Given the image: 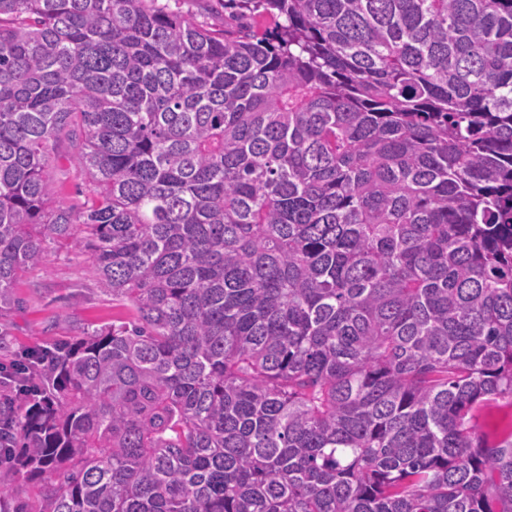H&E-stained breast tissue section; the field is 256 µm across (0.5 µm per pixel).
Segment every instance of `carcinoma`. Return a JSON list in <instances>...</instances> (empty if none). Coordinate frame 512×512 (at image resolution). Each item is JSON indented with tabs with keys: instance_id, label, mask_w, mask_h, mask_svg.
Returning <instances> with one entry per match:
<instances>
[{
	"instance_id": "cac0c4a2",
	"label": "carcinoma",
	"mask_w": 512,
	"mask_h": 512,
	"mask_svg": "<svg viewBox=\"0 0 512 512\" xmlns=\"http://www.w3.org/2000/svg\"><path fill=\"white\" fill-rule=\"evenodd\" d=\"M228 2L0 0V309L70 240L133 313L5 383L0 502L512 512V0ZM225 0H170L172 8H177L186 17L212 29L224 30V16L228 20L229 9L224 11ZM73 150L62 140L48 170V188L52 202H63L75 211L84 210L88 199L87 179L73 158ZM512 423V400L505 398L483 410L478 420L479 430L493 434Z\"/></svg>"
}]
</instances>
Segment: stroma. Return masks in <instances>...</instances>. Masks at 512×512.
Here are the masks:
<instances>
[{"instance_id":"stroma-1","label":"stroma","mask_w":512,"mask_h":512,"mask_svg":"<svg viewBox=\"0 0 512 512\" xmlns=\"http://www.w3.org/2000/svg\"><path fill=\"white\" fill-rule=\"evenodd\" d=\"M50 199L85 209L87 179L67 142H60L48 170ZM46 265L32 268L15 285L11 307L0 311V361L12 354L71 339L127 318L119 302L105 294L87 252L53 243Z\"/></svg>"}]
</instances>
